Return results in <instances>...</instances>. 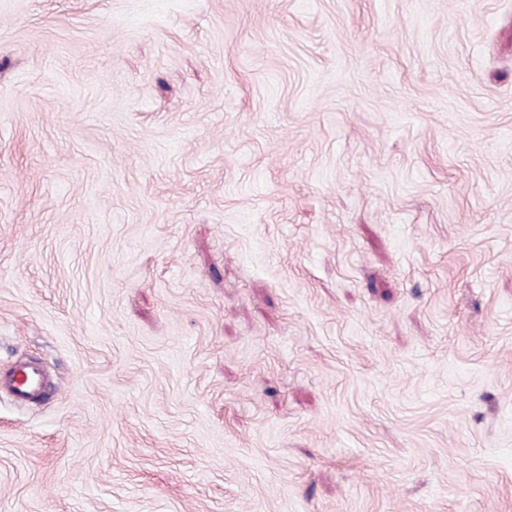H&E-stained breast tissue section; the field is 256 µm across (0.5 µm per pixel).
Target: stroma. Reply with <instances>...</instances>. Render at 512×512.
<instances>
[{"instance_id": "1", "label": "stroma", "mask_w": 512, "mask_h": 512, "mask_svg": "<svg viewBox=\"0 0 512 512\" xmlns=\"http://www.w3.org/2000/svg\"><path fill=\"white\" fill-rule=\"evenodd\" d=\"M0 512H512V0H0ZM48 388L46 374L36 361L20 362L0 377V390L17 403L42 398Z\"/></svg>"}]
</instances>
